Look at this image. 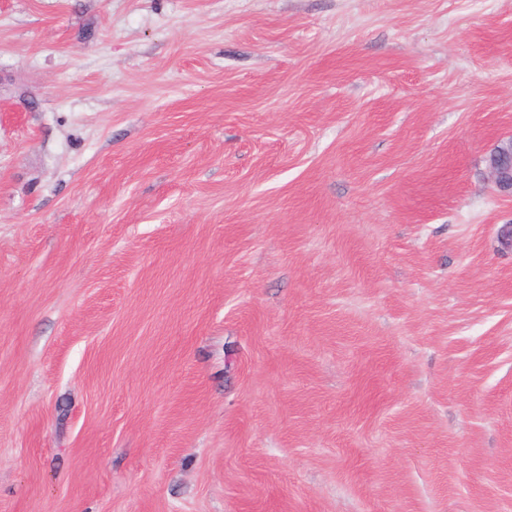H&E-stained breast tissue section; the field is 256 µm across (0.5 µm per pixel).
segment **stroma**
<instances>
[{
  "instance_id": "stroma-1",
  "label": "stroma",
  "mask_w": 512,
  "mask_h": 512,
  "mask_svg": "<svg viewBox=\"0 0 512 512\" xmlns=\"http://www.w3.org/2000/svg\"><path fill=\"white\" fill-rule=\"evenodd\" d=\"M512 0H0V512H512ZM508 160V162H507ZM490 178L494 185L512 193V137L502 138L486 158Z\"/></svg>"
}]
</instances>
